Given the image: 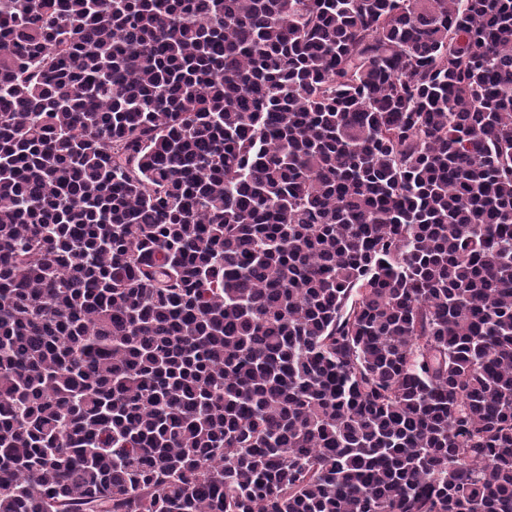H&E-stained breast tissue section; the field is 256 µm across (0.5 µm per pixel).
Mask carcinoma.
<instances>
[{
	"mask_svg": "<svg viewBox=\"0 0 512 512\" xmlns=\"http://www.w3.org/2000/svg\"><path fill=\"white\" fill-rule=\"evenodd\" d=\"M0 512H512V0H0Z\"/></svg>",
	"mask_w": 512,
	"mask_h": 512,
	"instance_id": "carcinoma-1",
	"label": "carcinoma"
}]
</instances>
